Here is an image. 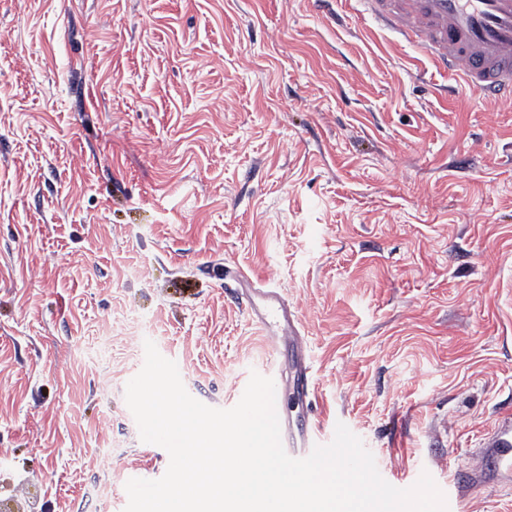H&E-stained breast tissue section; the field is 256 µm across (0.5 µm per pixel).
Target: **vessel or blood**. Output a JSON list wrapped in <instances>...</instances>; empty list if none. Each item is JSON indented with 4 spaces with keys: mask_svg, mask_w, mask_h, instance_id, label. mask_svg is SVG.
<instances>
[{
    "mask_svg": "<svg viewBox=\"0 0 512 512\" xmlns=\"http://www.w3.org/2000/svg\"><path fill=\"white\" fill-rule=\"evenodd\" d=\"M363 13L417 41L424 55L454 80L482 94L486 104L512 100V0H355ZM238 300L267 332L272 343H288L295 353L294 389L308 394L312 363L302 343L299 321L274 289L244 271L233 272ZM286 452L307 456L321 438L316 428L280 421ZM496 469L512 473V415L499 421L491 441Z\"/></svg>",
    "mask_w": 512,
    "mask_h": 512,
    "instance_id": "vessel-or-blood-1",
    "label": "vessel or blood"
}]
</instances>
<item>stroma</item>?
I'll return each mask as SVG.
<instances>
[{"mask_svg":"<svg viewBox=\"0 0 512 512\" xmlns=\"http://www.w3.org/2000/svg\"><path fill=\"white\" fill-rule=\"evenodd\" d=\"M278 288L380 475L512 512V104L353 0H0V512H124L161 478L144 342L229 409L287 383L225 288ZM490 448L494 467L512 473V415L499 421Z\"/></svg>","mask_w":512,"mask_h":512,"instance_id":"1","label":"stroma"}]
</instances>
